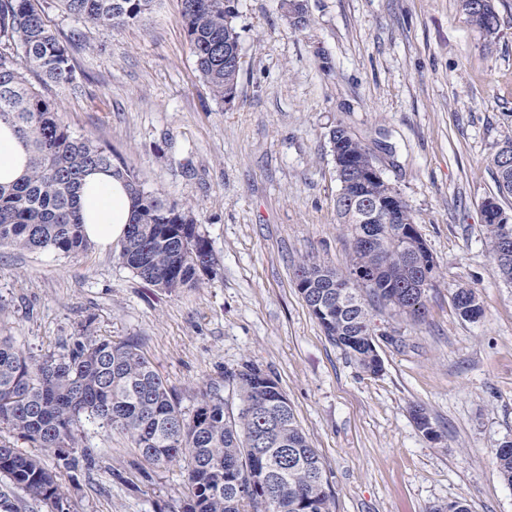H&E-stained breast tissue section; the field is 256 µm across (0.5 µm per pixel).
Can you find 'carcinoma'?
<instances>
[{"label":"carcinoma","instance_id":"carcinoma-1","mask_svg":"<svg viewBox=\"0 0 512 512\" xmlns=\"http://www.w3.org/2000/svg\"><path fill=\"white\" fill-rule=\"evenodd\" d=\"M67 12L85 22L119 29L151 13L155 0H61ZM181 22L195 57L197 71L219 102L237 95L241 68L224 65V47H240L237 0H181ZM470 23L485 39L499 32L494 0L475 10V0H459ZM23 49V61L12 52ZM48 24L39 0H0V122L9 124L28 153L25 173L0 183V247L20 252H49L64 257L84 252L89 241L79 190L94 172H108L128 187L132 212L118 260L141 279L170 293L197 288L213 273L215 259L208 238L190 208L144 189L112 151L89 136H75L59 117L58 104L28 80L68 88L74 83L70 47ZM348 162L367 169L373 156L355 137L345 139ZM365 195L381 200L374 223V242L360 239V201L336 195V213L353 241L347 273L317 261H304L295 274L315 283L302 296L325 335L357 365L373 375L383 363L374 354L376 333L370 305L378 301L411 320L424 317V295L409 288V277L433 256L420 234H399L415 223L401 193L377 182ZM482 214L491 243L503 224L488 202ZM351 284L354 302L338 299L335 280ZM459 315L473 320L483 313L475 289L461 285L452 294ZM237 399L235 410L223 389ZM417 427L438 438L427 412L413 410ZM98 419L126 435L145 462L165 469L187 462L189 494L182 512H332L323 465L300 428L279 381L259 366L244 362L224 368V386L206 385L190 412L180 407L174 388L132 340L113 341L79 336L58 356L18 349L0 336V424L17 437L68 459L82 420ZM499 471L512 485V448L497 449ZM0 476L30 498L68 512L57 476L41 458L0 439ZM279 495L269 508L262 498L269 486Z\"/></svg>","mask_w":512,"mask_h":512}]
</instances>
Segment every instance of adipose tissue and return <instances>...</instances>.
<instances>
[{"mask_svg":"<svg viewBox=\"0 0 512 512\" xmlns=\"http://www.w3.org/2000/svg\"><path fill=\"white\" fill-rule=\"evenodd\" d=\"M81 205L89 241L106 248L123 239L131 209L130 195L123 181L103 172L88 176Z\"/></svg>","mask_w":512,"mask_h":512,"instance_id":"1","label":"adipose tissue"}]
</instances>
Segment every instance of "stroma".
I'll return each instance as SVG.
<instances>
[{
    "label": "stroma",
    "instance_id": "stroma-1",
    "mask_svg": "<svg viewBox=\"0 0 512 512\" xmlns=\"http://www.w3.org/2000/svg\"><path fill=\"white\" fill-rule=\"evenodd\" d=\"M72 57L78 91L46 85L61 121L112 150L146 190L191 206L216 258L199 288L170 293L125 268L117 246L75 257L0 248V336L59 354L72 337L132 340L182 409L225 368L276 377L324 467L333 512H512L495 452L512 441V284L496 271L482 204L512 139V0H495L494 45L459 0H308L298 31L280 0H238L243 67L233 104L214 100L180 22L181 0L98 28L40 0ZM344 125L413 211L436 273L414 323L376 306L379 374L325 336L296 287L313 258L346 272L329 132ZM483 315L460 317L459 285ZM426 409L430 440L410 409ZM94 465L83 463V454ZM74 467L51 452L70 512H181L183 464L150 469L128 440L86 423Z\"/></svg>",
    "mask_w": 512,
    "mask_h": 512
}]
</instances>
